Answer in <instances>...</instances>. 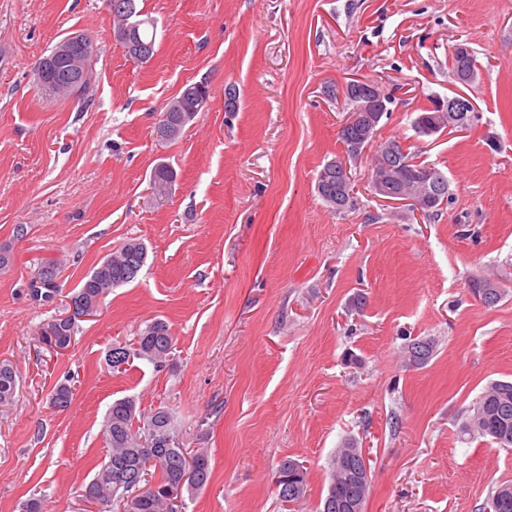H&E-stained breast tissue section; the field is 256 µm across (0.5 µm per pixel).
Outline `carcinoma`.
<instances>
[{
	"mask_svg": "<svg viewBox=\"0 0 512 512\" xmlns=\"http://www.w3.org/2000/svg\"><path fill=\"white\" fill-rule=\"evenodd\" d=\"M93 55L88 58L87 71L75 88L62 85L66 60L57 59L54 67L36 82L38 91L49 97L75 96L82 98L88 92L94 77L98 57L96 44H91ZM448 62L454 75L463 72L477 73V58L471 52L460 56L450 49ZM210 95L209 86L197 81L187 83L181 92L168 102L160 113L159 122L171 127L169 140L177 139L184 128L197 116L195 103L199 95ZM361 130L354 126L342 127L339 139L346 153L356 146L366 147ZM395 151L385 147L375 154V163L391 166L401 179L425 169L432 170L435 189L424 211V216L438 214L448 203V179L436 166L415 161V154L402 151L401 143L393 140ZM176 181V172L166 166L154 168L150 185L154 191L168 190ZM351 177L336 163H326L318 173L315 189L321 199L338 214L347 213L357 205L356 197L343 193ZM147 258L144 243L136 238L126 241L116 252L105 257L79 282L71 296L77 304L99 306L112 289L124 286L136 279ZM57 263L46 260L41 263L28 283V292L35 301L49 303L60 293L53 271ZM471 291L487 307L496 305L504 296L503 289L487 279H476ZM77 322L58 321L54 318L42 327L43 343L49 347L61 342L71 343ZM174 350V337L166 322L154 319L141 329L135 342L114 344L107 352V365L117 370L137 358L146 360L156 368H163L170 361ZM17 375L12 364L0 362V406L14 400ZM74 397L72 387L66 383L56 385L49 397L50 404L61 410L70 406ZM470 427L459 429V437L466 441L476 436L487 437L501 448L512 447V380H493L473 402L469 410ZM100 436L106 454L101 466L91 480L82 486L79 497L87 504L102 506V512H182L183 491L203 488L210 476V460L207 451L191 452L179 441L173 413L164 407L150 412L137 408L131 398L118 399L108 408L100 428ZM198 466L195 478L182 483L183 475L191 466ZM370 466L362 449L352 440L336 449L331 459V481L319 512H336V502L354 500L365 509L370 491ZM277 473L282 481L276 483L278 496L284 502H297L308 491L307 470L292 458L280 461Z\"/></svg>",
	"mask_w": 512,
	"mask_h": 512,
	"instance_id": "cac0c4a2",
	"label": "carcinoma"
}]
</instances>
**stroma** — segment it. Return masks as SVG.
Here are the masks:
<instances>
[{
	"label": "stroma",
	"instance_id": "stroma-1",
	"mask_svg": "<svg viewBox=\"0 0 512 512\" xmlns=\"http://www.w3.org/2000/svg\"><path fill=\"white\" fill-rule=\"evenodd\" d=\"M156 22L153 58L126 60L105 0H0V361L20 376L0 406V512L31 495L77 512L102 455L113 400L176 416L186 448L207 449L211 480L186 512H316L330 460L356 439L369 460L365 512H483L512 482V449L457 429L494 379L512 378V0H138ZM101 49L89 100L45 98L33 68L73 32ZM466 42L478 71L448 67ZM360 78L392 94L379 141L441 169L451 196L424 218L369 187L375 146L352 164L355 211L315 190L344 155L349 117L327 86ZM207 80L208 108L173 142L155 124L186 82ZM235 88L238 109H224ZM468 95L464 129L431 137L413 121L432 100ZM177 173L150 189L156 165ZM24 236H17V226ZM145 242L137 278L80 321L68 349L40 333L77 284L127 238ZM57 261L62 293L26 286ZM490 277L493 307L469 291ZM363 296L362 309L353 300ZM165 320L176 338L161 370L105 362L115 342ZM436 346L407 364L414 339ZM73 380L65 410L52 388ZM302 462L310 492L281 501L275 472ZM455 46V45H454ZM450 47L449 54H448V62L451 67L452 73L458 77L457 79L464 83L468 84L472 82V75H459L463 72H469L471 74L476 75L477 73V58L475 56L474 51H471L466 56H459L457 52L455 51V47Z\"/></svg>",
	"mask_w": 512,
	"mask_h": 512
}]
</instances>
